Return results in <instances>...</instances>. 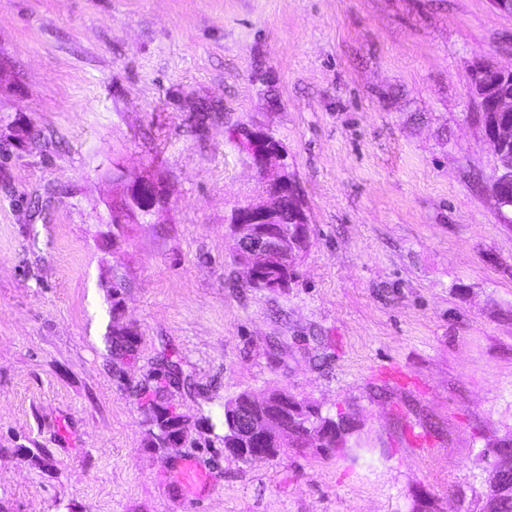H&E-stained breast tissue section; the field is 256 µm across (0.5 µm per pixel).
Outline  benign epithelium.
<instances>
[{
  "instance_id": "7a95c632",
  "label": "benign epithelium",
  "mask_w": 512,
  "mask_h": 512,
  "mask_svg": "<svg viewBox=\"0 0 512 512\" xmlns=\"http://www.w3.org/2000/svg\"><path fill=\"white\" fill-rule=\"evenodd\" d=\"M484 132L492 146L496 165L490 191L503 223L512 222V69L481 68L473 81ZM263 184L265 199L239 208L232 217L237 236L238 263L249 281L267 288L284 285L278 277L293 267L297 255L310 243V227L299 199L295 179L288 172L279 141L263 133H249L243 141ZM163 197L160 185L147 178L134 181L119 205L112 210L111 223L125 224L150 214ZM263 411L252 417L232 405L224 408L228 434L224 452L249 460L277 455L280 437L298 427L291 417L301 410L299 400L286 392L250 397ZM493 493H485L475 512H492L495 497L512 491V441L505 438L482 455Z\"/></svg>"
}]
</instances>
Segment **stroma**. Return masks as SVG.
<instances>
[{
	"label": "stroma",
	"instance_id": "obj_1",
	"mask_svg": "<svg viewBox=\"0 0 512 512\" xmlns=\"http://www.w3.org/2000/svg\"><path fill=\"white\" fill-rule=\"evenodd\" d=\"M490 0H0V512H465L512 433V225L475 70ZM279 140L311 244L287 287L234 261ZM140 178L162 202L116 226ZM137 355L112 357V325ZM191 422L155 447L162 358ZM398 364L401 384L380 374ZM349 415L348 455L224 454V403ZM187 460L212 482L189 491Z\"/></svg>",
	"mask_w": 512,
	"mask_h": 512
}]
</instances>
